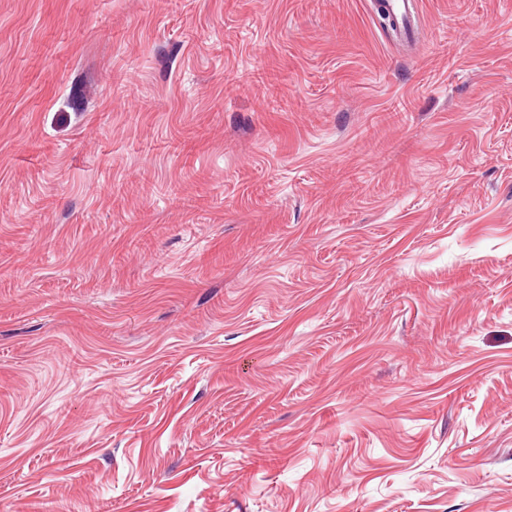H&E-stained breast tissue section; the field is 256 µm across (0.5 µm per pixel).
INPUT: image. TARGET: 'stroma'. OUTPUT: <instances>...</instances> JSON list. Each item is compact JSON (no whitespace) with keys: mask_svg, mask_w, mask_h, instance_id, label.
I'll use <instances>...</instances> for the list:
<instances>
[{"mask_svg":"<svg viewBox=\"0 0 512 512\" xmlns=\"http://www.w3.org/2000/svg\"><path fill=\"white\" fill-rule=\"evenodd\" d=\"M0 0L5 512H512V0ZM375 6L383 5L394 17L396 24L404 35L411 32L414 22L415 3L411 0H376Z\"/></svg>","mask_w":512,"mask_h":512,"instance_id":"35a3bbf8","label":"stroma"}]
</instances>
